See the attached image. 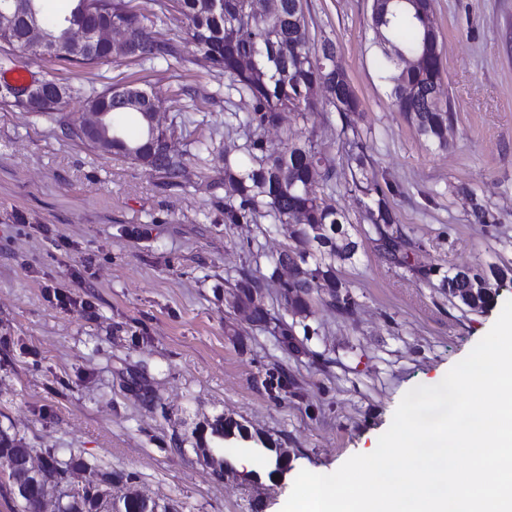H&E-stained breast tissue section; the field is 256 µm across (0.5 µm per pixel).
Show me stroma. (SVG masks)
<instances>
[{"label":"stroma","mask_w":512,"mask_h":512,"mask_svg":"<svg viewBox=\"0 0 512 512\" xmlns=\"http://www.w3.org/2000/svg\"><path fill=\"white\" fill-rule=\"evenodd\" d=\"M310 37L332 41L360 100L357 127L409 242L387 259L361 195L350 192L337 112L314 133L336 168L325 194L361 243L340 274L353 302L316 306L309 331L286 344L275 326L233 311L242 270L263 279L268 309L285 311L268 260L290 243L281 225L228 224L212 166L187 159L171 185L0 99V428L38 448L131 475L130 485L177 512H281L300 470L336 471L373 452L407 391L438 384L512 299L501 284L473 311L442 286L449 269L512 266V0H435L443 82L453 107L448 147L422 140L392 105L389 65L373 42L371 0H307ZM30 79L68 89L80 114L91 86L134 83L169 99L204 97L188 130L224 145V83L202 55L165 71L122 59L76 67L19 56ZM475 187L496 221L470 215ZM227 415L287 449L271 477L262 446L230 443L220 478L179 441Z\"/></svg>","instance_id":"obj_1"}]
</instances>
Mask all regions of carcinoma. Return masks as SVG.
<instances>
[{
  "label": "carcinoma",
  "mask_w": 512,
  "mask_h": 512,
  "mask_svg": "<svg viewBox=\"0 0 512 512\" xmlns=\"http://www.w3.org/2000/svg\"><path fill=\"white\" fill-rule=\"evenodd\" d=\"M39 13L48 32L60 36L67 18L80 8L84 0H70L69 10L56 15L47 12L44 0H26ZM224 6L214 9L209 0H153L157 9L148 15L127 10L125 0H90V20L106 24L126 12L127 19L138 40L139 53L134 61L146 70L184 61L188 48L208 58L212 66L224 73L227 83L217 88L214 95L224 94L227 133H236L242 143L219 152L214 134L201 135L189 142L186 154L197 161L220 164L218 173L224 184V223L242 222L261 224H294L292 244L272 259L271 277L279 274L283 262L290 256L308 258L310 277L297 275L280 283L284 291L295 298L292 316L305 319L312 314L315 304L321 303L341 311L348 309L351 296L347 285L336 272V263H346L358 253L359 243L348 231L349 216L328 204L317 192L335 178L336 170L325 151L313 136L293 134L278 147L266 145L262 133L280 124L284 112H293L303 123H308L317 105L330 107L342 119V133L349 147L352 169L351 190L371 200L368 219L373 225L384 252L395 262H406L402 233L393 227L396 215L389 206L387 194L373 171V164L357 133L350 114L358 111L359 103L348 77L340 72H329L328 55L335 52L326 40L320 45L311 43L306 0H267L259 13L252 12L250 0H223ZM382 0L371 6V28L375 43L388 62L393 65L389 80L393 83L394 108L406 115L419 137L439 148L448 145V126L454 116L450 100L441 98L436 85L441 79L439 39L432 22L425 17L434 13L433 0H394L387 13ZM176 12L186 23L188 40L160 41L152 36L151 28ZM23 20L0 28V43L16 48L22 37ZM236 31L234 45L224 43L227 33ZM59 59L79 67L94 66L112 60L109 46L99 47L90 57L61 55ZM115 85L92 88L84 104L96 102L106 117L112 140L111 153L132 159L149 139L150 127L144 109L131 100L125 105L109 101ZM16 106L25 112L58 124L62 133L78 140L77 121L65 122L59 106L31 110L20 98ZM136 126L129 134L125 120ZM173 184L188 178L182 156L172 153L161 166L152 169ZM471 203L474 216L489 221L490 212L476 191L461 188ZM317 225L322 238L339 239L341 249L327 247L309 236V227ZM512 279V268L496 267L489 272L471 269L458 270L444 278L443 287L448 296L471 310L489 307L496 288L506 279ZM262 287V281L244 271L231 284L232 290L246 294ZM208 448L217 459L213 472L224 470V441L243 438L240 425L218 415L209 422ZM255 442L275 453L276 471L288 470V455L281 448L262 437ZM0 481L7 494L21 485L27 489L23 500L12 499L14 512H35L33 506L45 499L57 504L55 512H174V509L156 500L148 503L138 492L127 487L130 475L112 470L98 462H75L50 448H34L24 438L0 429ZM36 457L43 469L35 475L28 460ZM91 477L89 486L79 492L72 488L67 474L74 467Z\"/></svg>",
  "instance_id": "1"
}]
</instances>
